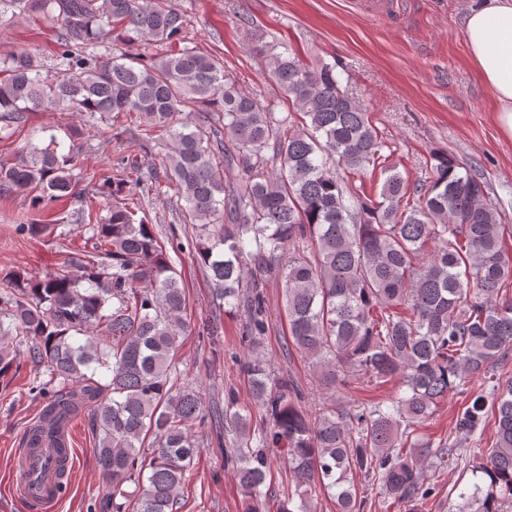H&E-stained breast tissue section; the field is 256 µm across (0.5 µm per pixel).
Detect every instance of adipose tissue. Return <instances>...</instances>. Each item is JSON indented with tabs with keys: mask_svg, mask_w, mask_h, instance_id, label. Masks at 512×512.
I'll use <instances>...</instances> for the list:
<instances>
[{
	"mask_svg": "<svg viewBox=\"0 0 512 512\" xmlns=\"http://www.w3.org/2000/svg\"><path fill=\"white\" fill-rule=\"evenodd\" d=\"M467 54L497 101L498 119L512 135V0H480L464 17Z\"/></svg>",
	"mask_w": 512,
	"mask_h": 512,
	"instance_id": "1",
	"label": "adipose tissue"
}]
</instances>
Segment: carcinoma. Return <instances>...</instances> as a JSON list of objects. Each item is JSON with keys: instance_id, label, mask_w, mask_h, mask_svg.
<instances>
[{"instance_id": "cac0c4a2", "label": "carcinoma", "mask_w": 512, "mask_h": 512, "mask_svg": "<svg viewBox=\"0 0 512 512\" xmlns=\"http://www.w3.org/2000/svg\"><path fill=\"white\" fill-rule=\"evenodd\" d=\"M10 10L58 25V72L43 71L28 50L0 55V133L11 135L29 112L92 120L134 113L143 120L138 150L169 143L184 221L198 229L197 262L228 311L247 318L242 370L266 424L253 428L235 395L224 402L238 437L225 456L245 512H263L276 462L295 480L279 512H317L318 488L338 512H363L357 474L394 500L427 496L429 442L417 427L449 394L471 392L456 432L473 437L492 419L495 433L473 454L474 481L453 512L512 509V376L499 373L512 359V233L477 170L439 152L430 180L410 185L334 67H312L256 33L271 81L293 106L276 116L238 88L223 60L184 45L187 21L172 0H0V14ZM110 36L166 51L87 50ZM81 138L75 126L65 152L28 143L14 161H0V190L34 185L51 199L70 195ZM370 170L383 176L376 195L355 185ZM105 184L114 197L108 216L93 218L91 207L82 216L94 252L69 254L39 280L0 278L9 285L0 295V380L18 370L6 343L13 335L47 377L50 429L91 412L106 484L101 512H178L200 447L192 425L204 417L202 396L181 381L175 358L185 288L123 180ZM251 266L282 283L288 345L309 360L325 394L314 418L298 383L274 376L259 352L267 309ZM351 369L371 384L397 382L398 393L339 406L336 391ZM128 482L134 490L123 489Z\"/></svg>"}]
</instances>
